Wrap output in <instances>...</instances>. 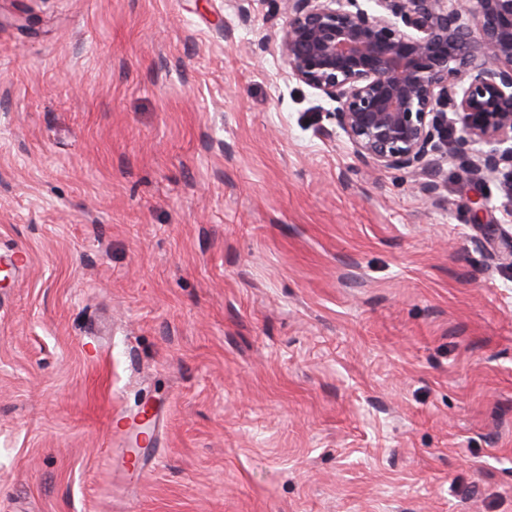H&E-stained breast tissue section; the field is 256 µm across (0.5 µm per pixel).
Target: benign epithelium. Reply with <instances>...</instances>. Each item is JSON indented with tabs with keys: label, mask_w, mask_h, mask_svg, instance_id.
<instances>
[{
	"label": "benign epithelium",
	"mask_w": 512,
	"mask_h": 512,
	"mask_svg": "<svg viewBox=\"0 0 512 512\" xmlns=\"http://www.w3.org/2000/svg\"><path fill=\"white\" fill-rule=\"evenodd\" d=\"M288 0L280 50L299 82L336 103L354 154L405 169L435 198L448 156L512 198V0ZM463 207L477 223L483 197Z\"/></svg>",
	"instance_id": "7a95c632"
}]
</instances>
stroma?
<instances>
[{"instance_id":"stroma-1","label":"stroma","mask_w":512,"mask_h":512,"mask_svg":"<svg viewBox=\"0 0 512 512\" xmlns=\"http://www.w3.org/2000/svg\"><path fill=\"white\" fill-rule=\"evenodd\" d=\"M286 18L0 0V512H512V199L360 162Z\"/></svg>"}]
</instances>
